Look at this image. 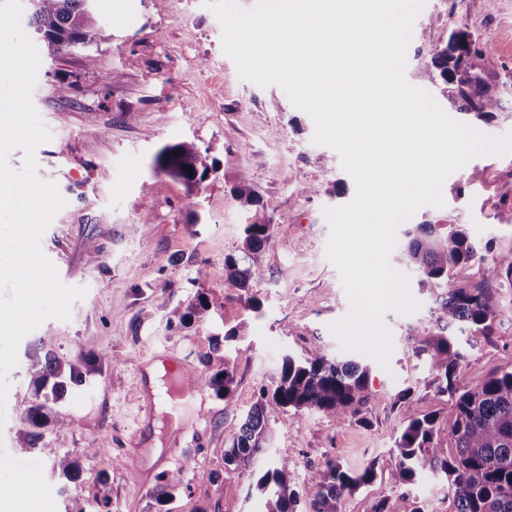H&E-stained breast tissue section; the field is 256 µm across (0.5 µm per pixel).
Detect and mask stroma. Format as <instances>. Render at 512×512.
<instances>
[{"instance_id":"stroma-1","label":"stroma","mask_w":512,"mask_h":512,"mask_svg":"<svg viewBox=\"0 0 512 512\" xmlns=\"http://www.w3.org/2000/svg\"><path fill=\"white\" fill-rule=\"evenodd\" d=\"M104 37L42 57L32 101L51 133L35 152L38 175L54 182L66 204L41 239L60 281L82 287L66 320L49 319L26 335L9 375L6 419L0 425V487L14 512H157L155 497L168 475L180 476L169 512H266L252 487L256 474L278 457L295 462L296 489L329 459L360 469L377 466L370 485L344 499L343 512H372L396 500L388 479L397 462L401 418L397 393L413 388L418 412L448 415V399L431 386L426 338L440 334L437 288L421 286L404 258L405 229L459 224L479 257L455 273L458 285L484 283V263L512 257V152L469 161L443 185L445 205L424 206L404 221L390 256L408 278L417 307L390 311L387 366L369 360L368 400L361 416L337 421L325 414L287 411L270 420V435L251 466L229 475L224 450L261 387L271 385L282 359L304 358L320 345L346 358L334 323L350 309L336 266L326 256L325 209L351 202L352 177L338 153L312 141L314 123L278 86L241 79L222 47V26L202 0H96ZM463 28L495 55L501 106L484 120L457 111L429 78L436 48ZM406 78L428 91L452 119L490 137L512 133V0H425L407 50ZM72 86L68 98L56 92ZM189 140L209 166L195 186L156 173L165 145ZM482 173L470 181L469 170ZM258 197L243 206L235 190ZM271 225L260 256L263 279L251 292L225 287L224 259L240 252L243 227ZM262 302L252 311L247 294ZM497 319L491 336L455 328L463 358L457 375L473 388L496 370L512 368V287L494 289ZM243 334L225 339L234 328ZM95 358L80 381L67 382L53 402L49 424L28 448L25 413L35 400L32 361L65 365L81 354ZM158 358V380L182 367L197 377L228 371L234 404L225 406L201 385L199 420L179 444L162 406L149 426L136 398V366ZM171 455L148 483L136 474L133 450ZM75 461L74 479L59 476L58 457Z\"/></svg>"}]
</instances>
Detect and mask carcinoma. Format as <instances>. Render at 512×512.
<instances>
[{
    "label": "carcinoma",
    "instance_id": "carcinoma-1",
    "mask_svg": "<svg viewBox=\"0 0 512 512\" xmlns=\"http://www.w3.org/2000/svg\"><path fill=\"white\" fill-rule=\"evenodd\" d=\"M95 0H29L28 26L55 56L77 46L87 47L103 38ZM497 61L493 53L473 35L457 29L448 43L435 50L429 67L432 81L450 93L457 109L484 118L500 107L498 83L491 80ZM157 172L193 185L204 179L208 167L192 141L164 146L156 155ZM271 225L245 227L243 253L225 258L227 288L246 290L263 278L259 253L269 237ZM407 263L421 276V283L443 289L437 305L436 322L441 334L426 341L431 353L432 380L436 392L448 397V419L436 413L420 414L415 409L414 390L400 391L394 407L401 416L397 440V463L389 474L396 486L432 474L448 483L449 512H512V369L490 375L478 388L462 385L457 368L462 353L451 330L466 324L488 337L496 310L488 288H461L455 271L476 257L466 232L453 224H417L406 233ZM488 281L512 286V258H494L484 269ZM87 359L81 358L61 370L52 359L30 367L36 400L28 408L26 421L35 428L51 417L52 403L63 386L65 375L82 377ZM370 369L355 360L329 356L313 346L302 360L286 356L272 387L260 389L257 401L243 418L238 432L224 449L225 470L235 473L249 464L268 441L271 416L287 410H317L336 420L361 413L367 403ZM233 405V376L225 371L202 380ZM448 433V447L435 445L441 432ZM293 464L278 456L258 479L256 487L267 499V512H298L300 493L292 487ZM375 464L359 471L329 459L310 477L306 501L309 512H342L341 500L372 483Z\"/></svg>",
    "mask_w": 512,
    "mask_h": 512
}]
</instances>
